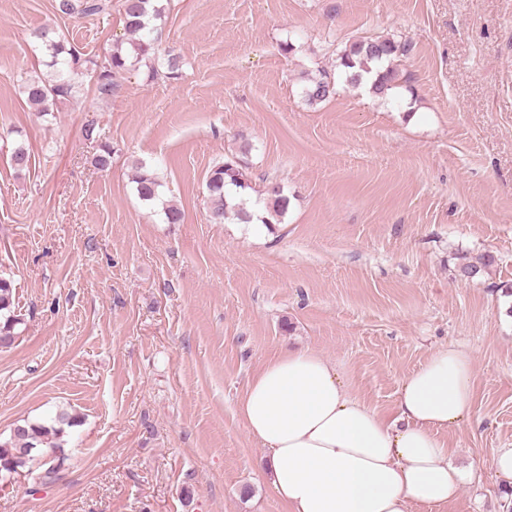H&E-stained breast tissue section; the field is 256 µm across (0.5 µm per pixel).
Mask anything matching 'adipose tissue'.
Wrapping results in <instances>:
<instances>
[{
    "mask_svg": "<svg viewBox=\"0 0 512 512\" xmlns=\"http://www.w3.org/2000/svg\"><path fill=\"white\" fill-rule=\"evenodd\" d=\"M473 371L463 351L436 350L406 377L388 422L334 362L288 349L250 379L239 412L288 512H411L448 504L467 478L436 432L469 422Z\"/></svg>",
    "mask_w": 512,
    "mask_h": 512,
    "instance_id": "obj_1",
    "label": "adipose tissue"
}]
</instances>
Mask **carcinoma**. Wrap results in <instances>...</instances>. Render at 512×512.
Masks as SVG:
<instances>
[{
	"mask_svg": "<svg viewBox=\"0 0 512 512\" xmlns=\"http://www.w3.org/2000/svg\"><path fill=\"white\" fill-rule=\"evenodd\" d=\"M103 8L102 0H57L55 6L56 11L63 15L80 17L94 16ZM121 8L127 42L118 44L100 62L84 57L75 45L51 28L43 27L34 32V37L48 53L46 66L56 70L52 81L30 77L22 84L27 101L41 116L52 114L58 103L79 97L85 74L93 73L99 95L109 97L117 87L114 79L119 74L144 60H152L156 41L155 21L162 18L164 4L161 0H122ZM408 51L407 43L392 37L365 38L345 46L337 54V63L345 74L346 82L353 87L363 85L365 76L374 75L369 91L377 98L386 99L395 95L397 89L409 87L410 77L397 64V58L407 55ZM303 94L311 104L326 101L336 94L335 80L328 71L321 69L317 75L308 78ZM248 151L249 145L245 144L240 155L210 170L206 180L210 223L222 224L235 217L244 224L255 220L271 224L281 221L286 215L289 198L280 185L273 182L258 192L263 197V212L256 213L248 208L251 191L255 190L247 174V162L243 159ZM130 180L140 201L162 206L166 223H182V210L162 200L163 182L154 168L137 161L132 165ZM493 262L491 255L465 261L459 265V276L465 280L479 278ZM14 289L13 281L0 277V348L3 349L12 347L21 335L22 321L15 314ZM78 423L77 415L62 411L49 425L28 421L16 425L8 438L0 439V479L22 472L31 476L38 469L42 470L37 475L39 480L57 473L69 460L67 429Z\"/></svg>",
	"mask_w": 512,
	"mask_h": 512,
	"instance_id": "carcinoma-1",
	"label": "carcinoma"
}]
</instances>
